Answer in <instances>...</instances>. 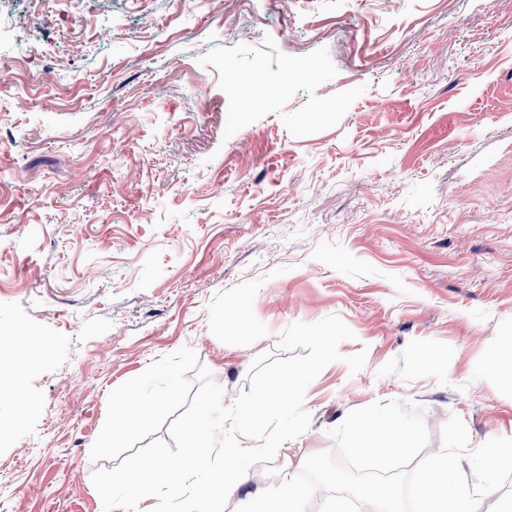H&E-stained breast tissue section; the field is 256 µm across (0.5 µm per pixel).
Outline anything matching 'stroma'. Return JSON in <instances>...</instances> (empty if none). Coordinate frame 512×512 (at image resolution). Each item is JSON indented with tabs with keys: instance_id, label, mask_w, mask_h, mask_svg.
<instances>
[{
	"instance_id": "obj_1",
	"label": "stroma",
	"mask_w": 512,
	"mask_h": 512,
	"mask_svg": "<svg viewBox=\"0 0 512 512\" xmlns=\"http://www.w3.org/2000/svg\"><path fill=\"white\" fill-rule=\"evenodd\" d=\"M19 48L0 332L47 349L0 409V512H104L114 388L188 346L232 404L285 329L329 316L353 337L281 477L375 402L419 406L429 455L454 414L470 447L512 438L488 369L512 336V0H0Z\"/></svg>"
}]
</instances>
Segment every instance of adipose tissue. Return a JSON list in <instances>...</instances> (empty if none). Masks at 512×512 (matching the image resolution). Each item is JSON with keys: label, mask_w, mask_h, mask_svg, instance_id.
<instances>
[{"label": "adipose tissue", "mask_w": 512, "mask_h": 512, "mask_svg": "<svg viewBox=\"0 0 512 512\" xmlns=\"http://www.w3.org/2000/svg\"><path fill=\"white\" fill-rule=\"evenodd\" d=\"M210 409L209 401L200 403L196 423L185 431L187 448L183 455L160 453L136 470L113 476L111 488L104 491L109 503L132 512L136 501L159 489L186 487L190 490L192 512H211L212 503L236 495L246 505L244 512H303L305 501L315 493L314 487L288 478L271 492L251 488L252 476L244 464L246 449L225 445L220 465L210 464Z\"/></svg>", "instance_id": "adipose-tissue-1"}]
</instances>
